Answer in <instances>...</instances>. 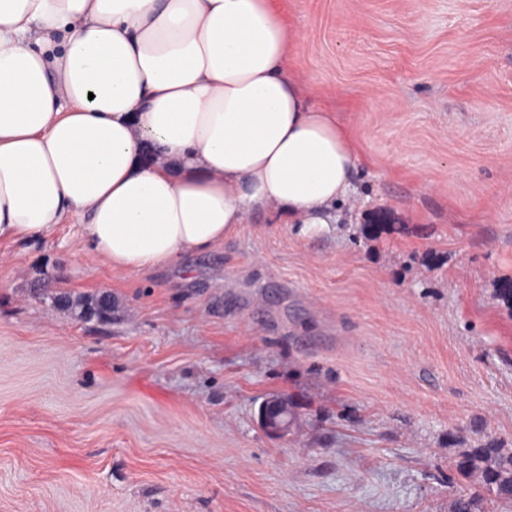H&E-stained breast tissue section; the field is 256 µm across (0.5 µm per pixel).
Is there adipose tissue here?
Listing matches in <instances>:
<instances>
[{
  "label": "adipose tissue",
  "instance_id": "ef3b65f1",
  "mask_svg": "<svg viewBox=\"0 0 512 512\" xmlns=\"http://www.w3.org/2000/svg\"><path fill=\"white\" fill-rule=\"evenodd\" d=\"M300 41L282 0H0V240L79 224L138 273L257 208L327 224L360 150Z\"/></svg>",
  "mask_w": 512,
  "mask_h": 512
}]
</instances>
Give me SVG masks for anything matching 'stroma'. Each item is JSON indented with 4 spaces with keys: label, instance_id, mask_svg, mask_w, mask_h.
Wrapping results in <instances>:
<instances>
[{
    "label": "stroma",
    "instance_id": "1",
    "mask_svg": "<svg viewBox=\"0 0 512 512\" xmlns=\"http://www.w3.org/2000/svg\"><path fill=\"white\" fill-rule=\"evenodd\" d=\"M288 13L352 194L147 275L77 224L1 242L0 512H452L457 454L512 448V0ZM103 291L107 322L51 301ZM288 414L290 420L288 421ZM285 415V420L279 417ZM292 408L287 398L269 397L266 398L259 409V420L266 430L275 436H282L288 432L291 423Z\"/></svg>",
    "mask_w": 512,
    "mask_h": 512
}]
</instances>
